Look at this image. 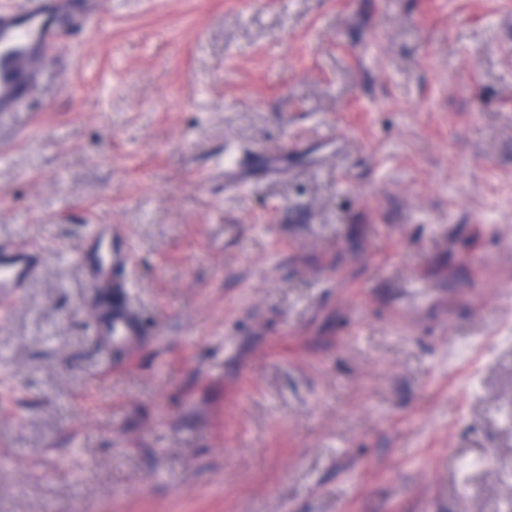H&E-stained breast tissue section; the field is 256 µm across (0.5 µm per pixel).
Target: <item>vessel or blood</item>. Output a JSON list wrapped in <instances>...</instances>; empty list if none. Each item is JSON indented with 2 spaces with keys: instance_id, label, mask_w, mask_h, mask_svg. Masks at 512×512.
<instances>
[{
  "instance_id": "b4317fda",
  "label": "vessel or blood",
  "mask_w": 512,
  "mask_h": 512,
  "mask_svg": "<svg viewBox=\"0 0 512 512\" xmlns=\"http://www.w3.org/2000/svg\"><path fill=\"white\" fill-rule=\"evenodd\" d=\"M104 16L101 0H27L21 9L0 6V113L20 111L38 86L48 56L64 39L62 19ZM75 258L96 298L95 336L114 350L136 342L140 327L124 296L131 250L122 225H93ZM44 266L43 252L28 244L0 246V301H19Z\"/></svg>"
}]
</instances>
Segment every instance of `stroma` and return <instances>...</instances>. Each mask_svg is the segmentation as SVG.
Listing matches in <instances>:
<instances>
[{"label":"stroma","mask_w":512,"mask_h":512,"mask_svg":"<svg viewBox=\"0 0 512 512\" xmlns=\"http://www.w3.org/2000/svg\"><path fill=\"white\" fill-rule=\"evenodd\" d=\"M18 241L0 512H512V0H111L0 116ZM96 298L99 317L94 334L111 350L136 342L141 331L125 301V272L131 263L128 238L121 224H95L75 254ZM45 256L26 243L0 246V301L15 303L24 288L43 272Z\"/></svg>","instance_id":"obj_1"}]
</instances>
